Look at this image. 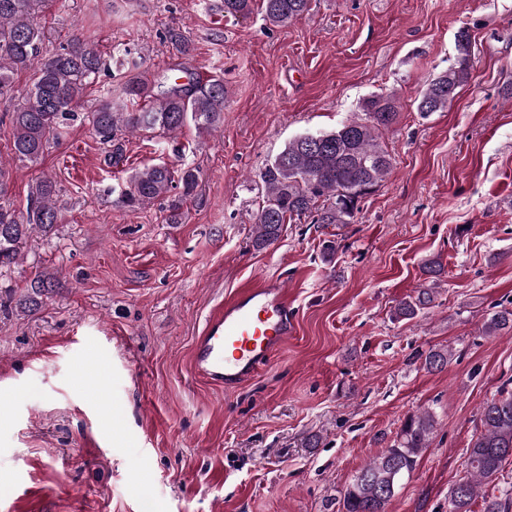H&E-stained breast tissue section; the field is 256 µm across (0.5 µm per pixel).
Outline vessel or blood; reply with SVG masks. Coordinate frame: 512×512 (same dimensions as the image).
<instances>
[{
  "instance_id": "obj_1",
  "label": "vessel or blood",
  "mask_w": 512,
  "mask_h": 512,
  "mask_svg": "<svg viewBox=\"0 0 512 512\" xmlns=\"http://www.w3.org/2000/svg\"><path fill=\"white\" fill-rule=\"evenodd\" d=\"M287 288L265 282L239 290L207 320L192 353L194 376L224 389L249 379L294 335Z\"/></svg>"
}]
</instances>
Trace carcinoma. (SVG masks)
Segmentation results:
<instances>
[{"label": "carcinoma", "instance_id": "obj_1", "mask_svg": "<svg viewBox=\"0 0 512 512\" xmlns=\"http://www.w3.org/2000/svg\"><path fill=\"white\" fill-rule=\"evenodd\" d=\"M40 0H0V97H18L9 113L13 150L20 161L35 162L53 145L60 144L76 121H86L104 142L113 145L112 163L122 156L120 140L142 130L174 133L187 121L201 134L218 129L224 119V80L199 78L182 69L186 82L177 79L146 82L131 76L123 94L143 99L145 106L128 111L112 102V95L99 100L95 109L77 112L86 89L100 74L112 68L98 45L76 35L54 53L43 48L42 32L34 21ZM310 0H221L224 16L247 17L260 8L264 20L286 26L309 10ZM456 63L425 84L416 109L427 116L448 106V91H458L471 79V36L456 37ZM33 71L31 84L14 94L13 77ZM400 104L392 95L370 97L361 105V116L325 132L302 133L260 174L263 205L254 224L252 245L265 249L275 244L284 225L303 217L314 224H349L359 211V202L385 181L392 169L390 155L383 149L378 132L392 126ZM183 195H193L198 174L192 168L180 172L158 163L136 169L130 187L117 202L130 208L152 204L167 197L173 183ZM55 184L44 179L32 193L26 214L0 205V269L16 263L21 248L34 231L48 233L58 221ZM55 286L54 275L42 272L33 279L26 294L17 301L20 312L37 311L43 296ZM512 331V309L501 310L485 323V333ZM452 351L432 349L425 357L430 372L448 365ZM481 432L467 449L469 476L457 483L463 491L458 505L448 500V512L455 508L471 512L480 498L483 512H512V485L497 480L512 463V391L501 390L484 402L480 411ZM435 420L431 413L409 415L396 439L380 455L362 467L343 492L344 512H386L399 481L412 472L423 449L429 447Z\"/></svg>", "mask_w": 512, "mask_h": 512}]
</instances>
